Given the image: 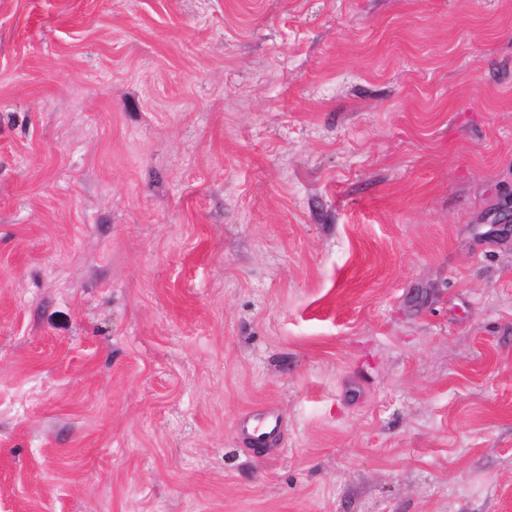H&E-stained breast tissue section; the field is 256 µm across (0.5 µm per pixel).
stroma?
<instances>
[{
  "mask_svg": "<svg viewBox=\"0 0 512 512\" xmlns=\"http://www.w3.org/2000/svg\"><path fill=\"white\" fill-rule=\"evenodd\" d=\"M510 209L512 0H0V512H512ZM280 426L274 408L270 404L256 407L236 424V435L242 442L253 448L270 446L276 440Z\"/></svg>",
  "mask_w": 512,
  "mask_h": 512,
  "instance_id": "35a3bbf8",
  "label": "stroma"
}]
</instances>
